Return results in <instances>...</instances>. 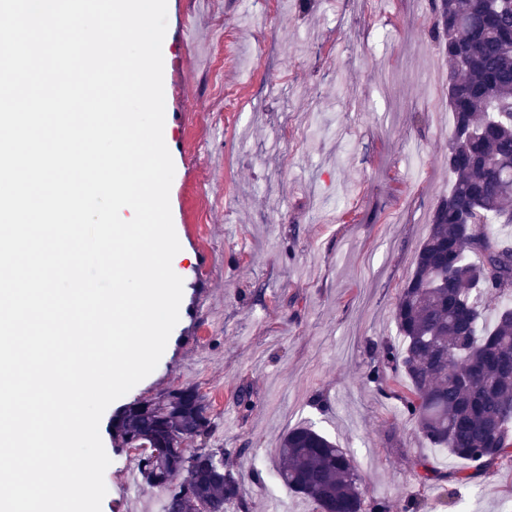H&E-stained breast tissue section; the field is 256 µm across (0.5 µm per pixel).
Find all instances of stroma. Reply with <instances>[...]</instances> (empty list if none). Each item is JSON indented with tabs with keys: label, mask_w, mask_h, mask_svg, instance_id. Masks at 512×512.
<instances>
[{
	"label": "stroma",
	"mask_w": 512,
	"mask_h": 512,
	"mask_svg": "<svg viewBox=\"0 0 512 512\" xmlns=\"http://www.w3.org/2000/svg\"><path fill=\"white\" fill-rule=\"evenodd\" d=\"M241 2L167 0L170 207L195 233L185 269L202 251L211 266L184 286L196 313L129 398L198 386L212 428L194 445L230 449L236 471L274 472L283 433L311 425L354 457L370 495L417 512H512L508 464L474 487L420 483V460L442 472L461 463L368 379L367 345L396 336L398 291L450 190L453 115L431 0H315L306 13L282 0L251 14ZM228 96L237 111H225ZM411 144L414 172L402 163ZM110 460L102 512H161L163 490L128 488L130 453ZM282 501L316 512L272 480L247 487L246 512Z\"/></svg>",
	"instance_id": "stroma-1"
}]
</instances>
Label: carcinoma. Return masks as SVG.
Wrapping results in <instances>:
<instances>
[{"label":"carcinoma","mask_w":512,"mask_h":512,"mask_svg":"<svg viewBox=\"0 0 512 512\" xmlns=\"http://www.w3.org/2000/svg\"><path fill=\"white\" fill-rule=\"evenodd\" d=\"M434 38L448 58V197L429 217L411 275L393 307L397 340L371 342L370 382L399 401L431 445L473 464L441 474L422 460V483L469 485L512 461V11L489 17L486 0H432ZM495 318L481 327L488 301ZM405 382L406 391L391 389ZM196 386L135 398L113 418V443L143 449L142 478L167 491L162 512L245 509V483L224 448L188 449L210 429ZM276 479L316 512H395L370 497L353 458L310 425L289 429Z\"/></svg>","instance_id":"1"}]
</instances>
